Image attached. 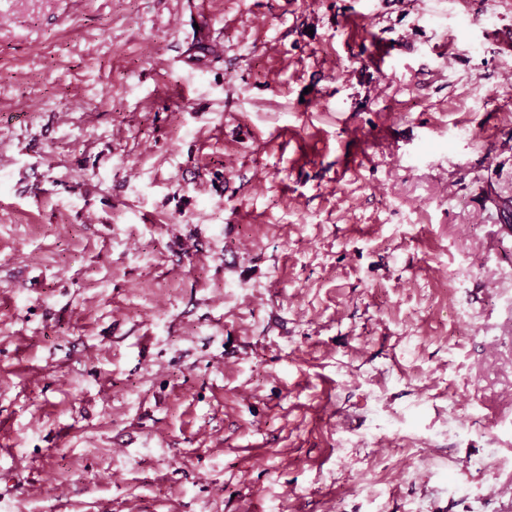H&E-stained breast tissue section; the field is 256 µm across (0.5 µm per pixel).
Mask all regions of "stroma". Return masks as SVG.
Listing matches in <instances>:
<instances>
[{"label": "stroma", "mask_w": 512, "mask_h": 512, "mask_svg": "<svg viewBox=\"0 0 512 512\" xmlns=\"http://www.w3.org/2000/svg\"><path fill=\"white\" fill-rule=\"evenodd\" d=\"M494 30L0 0V512H512Z\"/></svg>", "instance_id": "1"}]
</instances>
